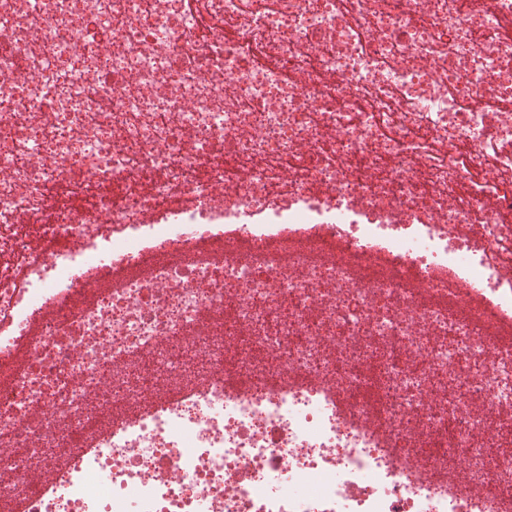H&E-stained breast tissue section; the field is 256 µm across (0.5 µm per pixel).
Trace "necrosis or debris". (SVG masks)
I'll list each match as a JSON object with an SVG mask.
<instances>
[{"mask_svg":"<svg viewBox=\"0 0 512 512\" xmlns=\"http://www.w3.org/2000/svg\"><path fill=\"white\" fill-rule=\"evenodd\" d=\"M493 312L512 0H0L1 498L512 512Z\"/></svg>","mask_w":512,"mask_h":512,"instance_id":"necrosis-or-debris-1","label":"necrosis or debris"}]
</instances>
